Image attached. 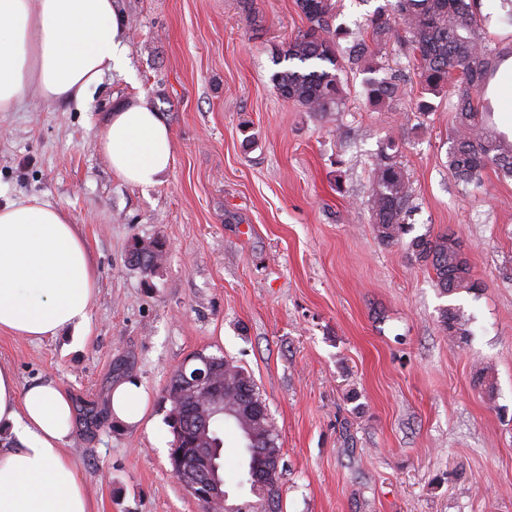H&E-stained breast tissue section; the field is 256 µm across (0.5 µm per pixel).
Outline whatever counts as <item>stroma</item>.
<instances>
[{
    "label": "stroma",
    "instance_id": "1",
    "mask_svg": "<svg viewBox=\"0 0 512 512\" xmlns=\"http://www.w3.org/2000/svg\"><path fill=\"white\" fill-rule=\"evenodd\" d=\"M383 0H338L341 47L370 40ZM124 65L83 106L34 95L0 112V206L36 198L77 224L97 272L88 336L0 332L20 386L53 381L75 403L67 445L91 512H202L172 472L164 389L186 358L226 356L254 378L283 450V512H512V179L448 170L454 114L417 112L415 77L390 109L359 71L338 111L274 90L275 48L303 29L295 0H118ZM145 102L173 135L162 182L115 174L97 146L114 108ZM413 188L412 235L450 230L479 284L440 295L431 269L371 224V170L387 139ZM164 239L152 278L133 241ZM471 316L450 343L440 310ZM491 368L494 398L473 382ZM148 394L118 425L112 388ZM99 416L89 423L87 411ZM148 395L136 379L117 384L110 396V412L119 422L134 426L144 418Z\"/></svg>",
    "mask_w": 512,
    "mask_h": 512
}]
</instances>
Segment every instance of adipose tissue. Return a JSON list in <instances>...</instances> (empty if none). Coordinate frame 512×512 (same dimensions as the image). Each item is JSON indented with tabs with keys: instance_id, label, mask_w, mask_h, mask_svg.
I'll use <instances>...</instances> for the list:
<instances>
[{
	"instance_id": "1",
	"label": "adipose tissue",
	"mask_w": 512,
	"mask_h": 512,
	"mask_svg": "<svg viewBox=\"0 0 512 512\" xmlns=\"http://www.w3.org/2000/svg\"><path fill=\"white\" fill-rule=\"evenodd\" d=\"M125 27L115 0H0V112L28 93L83 104L122 67ZM127 182H160L173 163L171 130L146 103L116 108L99 140ZM97 276L76 225L50 203L0 207V331L30 338L70 332L81 342ZM148 395L129 379L110 412L134 426ZM70 396L50 382L19 387L0 365V512H90L64 447L73 431Z\"/></svg>"
}]
</instances>
